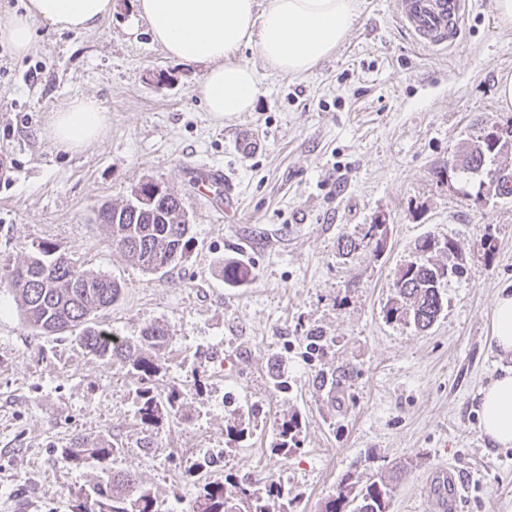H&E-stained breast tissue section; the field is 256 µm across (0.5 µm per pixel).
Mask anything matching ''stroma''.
I'll list each match as a JSON object with an SVG mask.
<instances>
[{
    "instance_id": "stroma-1",
    "label": "stroma",
    "mask_w": 512,
    "mask_h": 512,
    "mask_svg": "<svg viewBox=\"0 0 512 512\" xmlns=\"http://www.w3.org/2000/svg\"><path fill=\"white\" fill-rule=\"evenodd\" d=\"M359 4L344 42L305 75L241 48L260 92L253 111L222 121L195 93L202 66L169 59L134 22L135 0H116L94 32L39 26L21 58L0 43V276L46 243L117 278L121 297L99 324L134 348L144 327L163 326L153 387L181 403L177 417L142 424L128 362L93 356L73 333L35 334L0 291V512H94L105 468L135 473L161 512H195L204 485L226 478L259 492L281 483L272 512H318L343 478L395 466L390 512H432L420 490L448 467L455 512H512V447L487 445L476 397L504 365L489 337L496 295L512 288V197L476 200L447 170L479 127L512 116L497 98L512 77V24L494 0H467L460 44L436 51L397 23L396 0ZM83 95L110 127L81 152L57 151L46 115ZM243 127L265 143L249 159L234 147ZM204 166L232 177L234 217L198 195L190 173ZM145 176L180 197L194 238L153 274L98 220ZM373 224L379 252L361 242ZM427 235L457 241L463 272L420 333L385 312ZM229 258L247 262L244 286L225 285ZM287 416L300 432L284 454ZM77 438L118 448L76 468L61 450ZM207 448L219 457L196 471Z\"/></svg>"
}]
</instances>
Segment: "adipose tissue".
Segmentation results:
<instances>
[{
  "mask_svg": "<svg viewBox=\"0 0 512 512\" xmlns=\"http://www.w3.org/2000/svg\"><path fill=\"white\" fill-rule=\"evenodd\" d=\"M112 0H28L22 11L0 14V42L30 52L39 25L73 32L101 28ZM359 0H138L137 17L172 58L206 66L196 90L206 111L221 120L254 108L256 71L235 58L255 45L273 71L300 76L330 56L349 34ZM109 115L92 96L68 99L52 111L49 135L58 150L77 153L101 138ZM492 348L512 359V290L500 291L492 314ZM481 431L492 446H512V366L478 393Z\"/></svg>",
  "mask_w": 512,
  "mask_h": 512,
  "instance_id": "ef3b65f1",
  "label": "adipose tissue"
}]
</instances>
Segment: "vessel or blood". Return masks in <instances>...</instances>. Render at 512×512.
I'll return each mask as SVG.
<instances>
[{
    "instance_id": "1",
    "label": "vessel or blood",
    "mask_w": 512,
    "mask_h": 512,
    "mask_svg": "<svg viewBox=\"0 0 512 512\" xmlns=\"http://www.w3.org/2000/svg\"><path fill=\"white\" fill-rule=\"evenodd\" d=\"M465 12L464 0H400L397 20L418 45L445 49L458 41ZM197 188L207 198L223 199L225 210L233 209L232 184L223 170H207L198 178ZM452 491L449 473L443 469L432 478L427 498L438 512H448V496Z\"/></svg>"
}]
</instances>
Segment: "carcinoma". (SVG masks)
<instances>
[{"instance_id":"carcinoma-1","label":"carcinoma","mask_w":512,"mask_h":512,"mask_svg":"<svg viewBox=\"0 0 512 512\" xmlns=\"http://www.w3.org/2000/svg\"><path fill=\"white\" fill-rule=\"evenodd\" d=\"M501 142L475 140L468 143L460 156L457 170L467 179L478 180V186L490 185L486 192L504 198L512 196V172H498L489 178L496 157L512 148V121L500 125ZM155 182L147 179L136 183L130 199L121 206H103L98 219L109 232L112 246L128 261L148 273H154L181 261L192 244V224L180 200L167 189L154 192ZM150 201L138 204L139 197ZM457 242L448 237L443 241L425 236L415 244L414 256L401 269L395 281L396 298L386 306L390 320L410 323L419 330L429 329L443 310L441 285L448 280L445 266L435 260L438 253L452 254ZM224 284L239 287L247 283L249 270L236 261L222 267ZM0 288H9L19 295L21 316L25 323L41 335H61L80 330L79 341L95 356L104 359H123L126 346L94 322L97 312L114 305L121 295V284L108 277L84 269L51 245L33 246L25 264L13 268L6 280L0 279ZM167 332L160 325H150L141 333L143 353L132 359L131 366L141 373L142 380L152 381L157 368L152 353L163 348ZM178 394L170 391L160 400L150 386L140 394L138 416L151 426L166 415H178ZM299 421L288 418L280 424L276 447L288 450L296 442ZM114 443L99 440L87 443L76 439L62 450L63 459L78 467L92 459L107 461L115 452ZM229 491L221 482L204 485V494L197 504V512H269L268 500L282 494L281 486L270 481L266 497L259 496L249 483H234ZM392 474H376L360 485L346 478L336 492L324 499L319 512H389L396 491ZM96 512H158L156 497L139 483L136 475L110 473L103 483L93 488Z\"/></svg>"}]
</instances>
